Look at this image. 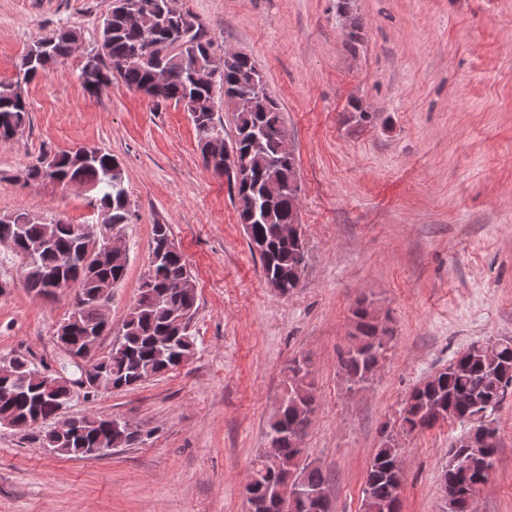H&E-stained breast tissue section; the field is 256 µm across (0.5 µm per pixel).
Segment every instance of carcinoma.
I'll return each mask as SVG.
<instances>
[{
    "label": "carcinoma",
    "instance_id": "1",
    "mask_svg": "<svg viewBox=\"0 0 512 512\" xmlns=\"http://www.w3.org/2000/svg\"><path fill=\"white\" fill-rule=\"evenodd\" d=\"M132 2L146 22L141 26L129 24L118 6H110L98 43L106 49L105 57L97 62L87 58L82 63V88L95 94L118 79L135 91H155L157 104L184 105L193 97L211 99L218 89L238 98L242 108L236 113L234 141L245 166L230 174L224 172L222 161L211 164L206 160L204 165L227 177L248 247L258 255L265 279L277 285L280 295L293 293L300 287L298 272L306 265L307 251L305 244L282 234L284 225L298 222L299 202L290 188L297 178L295 156L280 103L269 93L256 62L246 54L224 65L211 83L194 84L192 73L212 68L215 55L209 34L194 28L197 15L179 0ZM77 37L76 31L61 29L33 41L19 63L17 79L0 81V139L15 136L30 124L23 84L74 54ZM160 43H172L174 48L152 62H142L149 49ZM160 69L167 72L169 82L157 90L154 80ZM193 124L199 136L204 131L224 134L223 124L212 112L200 113ZM79 151L77 147L53 155V169L48 174L44 173L41 155L27 172L33 181L42 182L47 175L62 187L73 179L93 185L91 204L110 210L112 225L124 228L130 216L128 191L124 176L110 173L120 162L103 151L93 163L79 166ZM78 229L79 225L54 215L42 219L23 211L0 216V242L13 244L9 254L18 259L28 290L49 297L66 288L79 298L66 318L69 344L77 351L83 348L88 332L96 331L100 336L112 333V325L102 319L100 308L112 300L129 263V256L112 253L93 269L83 265L80 254L86 241ZM46 236L49 242L36 247ZM186 273L187 262L179 250L168 251L162 260L149 263L111 348L91 355L93 362L105 368L111 386L91 388L86 395L133 388L178 368L183 357L194 354L196 294L178 287ZM379 325V313L366 302H358L352 329L359 333V342L339 357L342 375L351 390L365 386L378 370L385 350ZM496 344L497 353L492 358L479 351L480 343L471 344L447 367L414 388L403 408V431L420 429V423L436 412L460 422L482 410L484 417H490L512 386V338H501ZM10 361L11 393L7 397L0 394L1 426L36 423L42 429L45 447L75 458L88 457L89 449L101 436L116 439L122 435L128 445L141 442L135 433L106 427L109 417L99 414L80 416V434L73 438L55 434L53 426L65 393L44 389L38 377L42 369L26 354L15 353ZM288 372L281 405L266 424L268 447L257 456L250 472L248 489L256 502L254 512H330L331 477L317 465L301 464L303 449L295 440L305 432L308 416L314 412L313 383L309 370L299 361L293 362ZM399 456L401 449L391 437L377 450L366 472L363 512H393L396 490L402 482V472L393 470Z\"/></svg>",
    "mask_w": 512,
    "mask_h": 512
}]
</instances>
